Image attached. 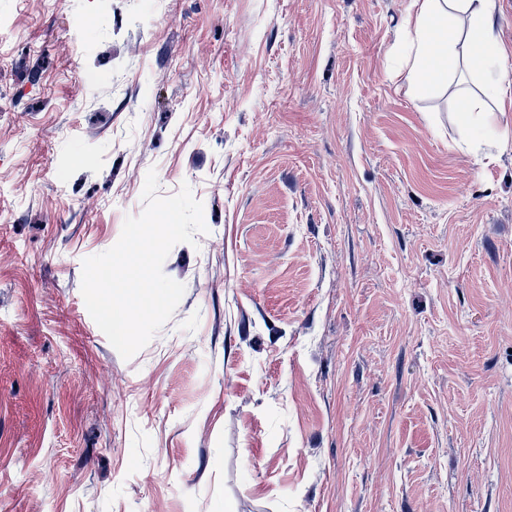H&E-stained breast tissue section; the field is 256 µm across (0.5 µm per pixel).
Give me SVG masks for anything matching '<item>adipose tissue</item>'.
I'll return each instance as SVG.
<instances>
[{"mask_svg": "<svg viewBox=\"0 0 512 512\" xmlns=\"http://www.w3.org/2000/svg\"><path fill=\"white\" fill-rule=\"evenodd\" d=\"M496 0H409L391 52L395 79L419 93L447 85L459 63L487 73L512 58L499 37Z\"/></svg>", "mask_w": 512, "mask_h": 512, "instance_id": "adipose-tissue-1", "label": "adipose tissue"}]
</instances>
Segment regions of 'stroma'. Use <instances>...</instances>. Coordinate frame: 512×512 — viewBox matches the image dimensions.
<instances>
[{
	"label": "stroma",
	"mask_w": 512,
	"mask_h": 512,
	"mask_svg": "<svg viewBox=\"0 0 512 512\" xmlns=\"http://www.w3.org/2000/svg\"><path fill=\"white\" fill-rule=\"evenodd\" d=\"M409 0H0V512H512V148ZM189 185L123 359L84 258ZM497 97L495 106L488 108L483 99L473 96L469 93H462L457 100V109L464 116L476 115L481 119L484 126L495 124L498 121L496 112H507L512 108V99L506 97L505 91L501 87L493 86L489 88Z\"/></svg>",
	"instance_id": "35a3bbf8"
}]
</instances>
